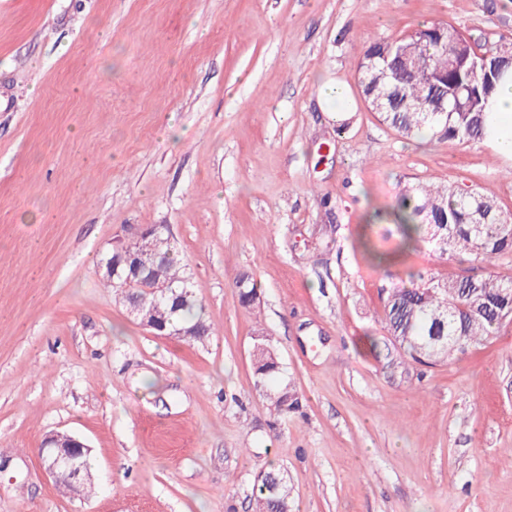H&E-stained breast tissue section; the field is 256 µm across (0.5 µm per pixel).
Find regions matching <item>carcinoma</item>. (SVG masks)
<instances>
[{"label":"carcinoma","mask_w":512,"mask_h":512,"mask_svg":"<svg viewBox=\"0 0 512 512\" xmlns=\"http://www.w3.org/2000/svg\"><path fill=\"white\" fill-rule=\"evenodd\" d=\"M416 50L417 62L389 68L383 74L384 51L391 54L402 47ZM486 72L472 79L464 70L448 68V59L463 56L481 60L487 53ZM512 60V38H501L487 49L476 46L459 31L440 21L422 25L395 39H375L364 46L358 67L362 95L385 105L380 121L405 137L429 136L463 143L486 136L488 103L497 84L508 73L505 62ZM448 97L446 112H411L407 104L418 98L431 101ZM397 230L406 249H426L440 259L465 257L486 262L512 253V214L502 212L498 203L474 189L457 191L445 185L404 186L397 194ZM153 277L127 282L121 277L106 285L133 298L154 299L150 288L156 281L170 284L174 292L157 298L155 315L169 328L194 326L200 336L213 332L203 308L192 295L190 278L182 268L174 243L167 255L151 263ZM240 302L252 305L258 289L247 273L235 282ZM512 322V278L437 275L426 267L417 270L408 283L385 292L383 328L390 337L392 360L396 365L427 368L447 365L470 348L489 343L504 323ZM253 370L258 383L281 380L269 395L270 409L285 416L301 407L293 384L283 379L278 353L268 336H255ZM253 512H293V500L280 470L269 467L257 477L251 495Z\"/></svg>","instance_id":"1"}]
</instances>
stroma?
I'll use <instances>...</instances> for the list:
<instances>
[{
	"label": "stroma",
	"instance_id": "stroma-1",
	"mask_svg": "<svg viewBox=\"0 0 512 512\" xmlns=\"http://www.w3.org/2000/svg\"><path fill=\"white\" fill-rule=\"evenodd\" d=\"M438 20L490 47L512 0H0V512H251L271 461L296 512H512V323L423 372L390 366L381 323L412 270L512 277V255L377 266L361 246L396 247L408 184L512 213V160L405 139L361 96L364 41ZM147 225L202 341L152 335L103 283ZM261 328L303 401L282 419ZM55 431L89 444L92 496L45 473Z\"/></svg>",
	"mask_w": 512,
	"mask_h": 512
}]
</instances>
